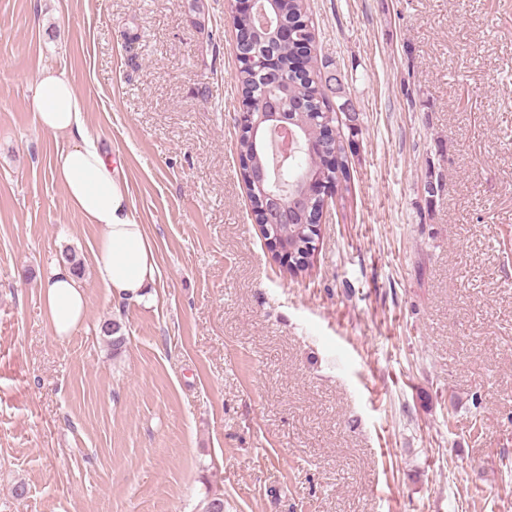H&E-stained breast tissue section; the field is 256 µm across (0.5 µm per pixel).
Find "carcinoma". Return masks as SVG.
<instances>
[{
  "label": "carcinoma",
  "instance_id": "cac0c4a2",
  "mask_svg": "<svg viewBox=\"0 0 512 512\" xmlns=\"http://www.w3.org/2000/svg\"><path fill=\"white\" fill-rule=\"evenodd\" d=\"M275 7L285 21L296 23L301 30L300 40L282 43L274 41L267 33H257L254 35L252 52L257 60L263 59L269 54L276 58L277 67L286 76V82L282 86L280 94L287 99L302 102L301 110L295 115L296 124L307 141L315 142L320 137L322 122L337 121V113L349 112V107L345 103L333 105L328 94L330 88L324 86L319 80L316 70L317 58L312 56L315 29L309 16L307 0H275ZM301 47L307 49V68L298 73L292 68V63ZM235 84L241 102L244 104L255 102L269 88L265 70L258 65L239 69L235 75ZM237 147L239 155L250 160L253 167L268 166L266 151L254 147L242 132L239 133ZM353 150L354 141L338 133L328 149V152L336 157V165L331 168L323 166L320 154L300 156L281 169L280 180L285 184L303 172L322 176L338 184H347L350 182L348 153ZM280 232L288 247L298 255V260L292 261V264L289 265V272L298 275L307 271L309 263L304 261V257L311 254V250L305 232L299 231V226L295 224L283 225ZM100 331L104 336L111 338L113 350L118 351L125 345L126 339L120 334L119 323L112 320L105 321L101 324Z\"/></svg>",
  "mask_w": 512,
  "mask_h": 512
}]
</instances>
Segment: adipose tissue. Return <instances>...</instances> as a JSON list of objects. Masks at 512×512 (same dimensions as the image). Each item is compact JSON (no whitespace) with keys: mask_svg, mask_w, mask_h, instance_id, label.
<instances>
[{"mask_svg":"<svg viewBox=\"0 0 512 512\" xmlns=\"http://www.w3.org/2000/svg\"><path fill=\"white\" fill-rule=\"evenodd\" d=\"M34 106L38 126L66 139L55 153L53 174L70 207L101 229L95 255L98 280L113 297L150 302L157 274L154 250L111 160L86 130L83 97L65 73L43 71L34 81ZM39 294L54 335L69 336L86 313L79 279L66 264L55 263L42 279Z\"/></svg>","mask_w":512,"mask_h":512,"instance_id":"obj_1","label":"adipose tissue"}]
</instances>
